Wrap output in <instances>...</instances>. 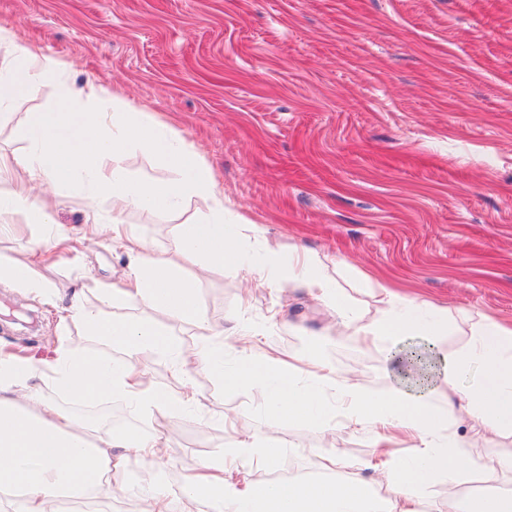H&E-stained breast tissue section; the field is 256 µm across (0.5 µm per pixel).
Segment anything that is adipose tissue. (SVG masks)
Listing matches in <instances>:
<instances>
[{
  "label": "adipose tissue",
  "mask_w": 512,
  "mask_h": 512,
  "mask_svg": "<svg viewBox=\"0 0 512 512\" xmlns=\"http://www.w3.org/2000/svg\"><path fill=\"white\" fill-rule=\"evenodd\" d=\"M10 48L12 63L0 62V109L36 86L51 64L38 47L24 44L17 28L0 22V47ZM109 88L98 79L82 86H64L59 106L30 114L23 126L25 147L8 169L15 187L0 193V214L25 211L34 224L55 221L56 191L70 185L84 187L91 203L103 202L112 218L96 225L129 258L122 286L95 283L98 304L73 297L62 308L61 327L81 326L101 346L119 349L112 361L98 353L60 344L50 365L58 388L78 401L106 396L124 399L131 413L189 416L201 411L197 391L187 389L172 402L153 386L139 356L152 352L177 359L176 327L194 326L203 341L197 347V371L251 389L266 411L286 425L306 424L322 437L337 427L375 429L376 446L387 447V458L373 479H365V463L350 459L335 446L315 449L322 476L277 481L234 480L236 459L249 457L256 466L274 469L282 455L277 445L264 443L260 431L242 427L230 454H217L186 476L184 495L203 512H462L451 499L425 497L437 476L456 482L469 468L499 480L497 490L480 496L473 512H512V453L488 456L476 448L497 439H512V325L489 314L481 315L465 348L446 355L441 369L416 358L406 345L415 335L426 336L430 351H439L448 333L447 308L400 296L389 281L370 289L381 306L379 316L360 325L352 299L333 286L316 256L296 258L282 265L277 252L246 259L241 237L258 227L244 216L224 221V193L213 170L194 146L167 124L139 112H110ZM141 151L175 170L177 179L137 181L130 177L125 156ZM205 203L191 222L180 225L171 247L156 251L122 217L142 208L174 213L191 198ZM202 256L203 269H229L259 284L299 282L329 310L339 330H356L363 340L385 352L387 386L378 395L367 393L355 377L330 364L305 357H283L266 348L259 332L224 328L205 320L199 306L198 276L186 274L174 255ZM0 284L22 288L47 305H54L53 289L41 274L30 249L0 254ZM140 299L166 317V324L149 318L112 314L114 305ZM242 342L236 366L224 370V335ZM439 374L449 394L460 403L443 409L427 404L432 374ZM28 359L0 350V512H45L59 496L111 498L106 476H118L135 454L144 464L162 459L165 440L159 430L144 433L99 434L36 384ZM467 433H459V424ZM386 495L378 498L374 487Z\"/></svg>",
  "instance_id": "obj_1"
}]
</instances>
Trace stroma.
<instances>
[{"label":"stroma","instance_id":"35a3bbf8","mask_svg":"<svg viewBox=\"0 0 512 512\" xmlns=\"http://www.w3.org/2000/svg\"><path fill=\"white\" fill-rule=\"evenodd\" d=\"M44 56L66 63L18 96L0 117V158L25 145L28 113L58 104L59 81L95 77L119 112L170 124L217 173L225 223L243 214L262 230L240 248L281 256L303 249L326 262L356 300L363 323L379 314L368 283L386 279L404 297L448 307L441 347L460 351L483 313L512 324V0H0ZM59 234L69 248L41 264L62 304L75 291L88 303L95 281L119 282L128 259L110 239L84 237L91 215L83 187L57 194ZM181 217L133 208L122 220L165 248ZM0 347L51 356L58 339L96 350L77 326L0 287ZM208 320L236 317L285 354L356 373L381 392V348L331 328L325 307L299 283L258 287L231 271L199 286ZM180 364L146 353L144 369L168 398L195 366L193 326L176 332ZM201 414L167 418V457L154 466L184 479L236 435L239 418L284 447L278 472H318L319 434L270 416L250 392L204 375L192 379ZM494 482L463 473L434 480L435 501L469 500Z\"/></svg>","mask_w":512,"mask_h":512}]
</instances>
